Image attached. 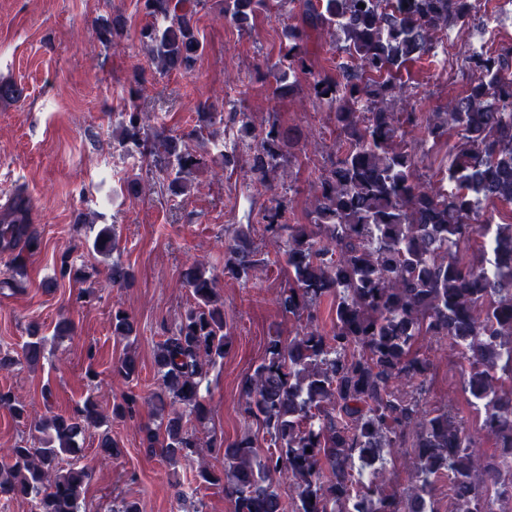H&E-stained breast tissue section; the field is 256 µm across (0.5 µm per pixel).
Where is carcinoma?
<instances>
[{
	"mask_svg": "<svg viewBox=\"0 0 512 512\" xmlns=\"http://www.w3.org/2000/svg\"><path fill=\"white\" fill-rule=\"evenodd\" d=\"M147 22L140 42L152 72L191 73L203 53L199 0H139ZM290 5L300 24L282 32L272 76L282 95L301 89L293 80L309 76L307 92L334 110L341 141L338 154L319 170L308 223H288L279 207L264 214V231L283 244L287 279L278 303L304 329L284 340L269 337L265 356L242 384L240 412L270 436L265 452L250 435L233 441L211 437L224 469L203 466L201 482L224 484L234 512H413L416 501L441 512L438 482L448 481L452 512H495L489 491L512 498V221H494L498 205L512 206V50L494 55L468 52L466 94L427 118L409 102L400 74L411 63H433V34L473 26L475 0H224V17L239 30L258 15ZM124 29L116 15L99 24V40L115 43ZM338 32L350 62L335 70H312V33ZM118 146L161 166L167 191L188 196L193 174L211 163L235 167L239 157L254 181L266 186L286 162L282 146L298 142L291 129L271 121L256 136L244 112L229 113L239 124L244 154L199 153L189 143L218 146L224 113L207 102L197 106L193 127L172 135L152 128L137 108L120 113ZM422 126L437 141L450 132L443 179L424 183L419 160L405 142L407 129ZM21 190L0 216V253L13 259L35 251L40 232ZM486 255L467 259L472 247ZM117 247L114 227L100 229L92 250L108 256ZM261 259L249 233L235 231L223 273L247 280ZM81 274L73 252L63 253L50 284ZM114 286L130 273L114 261ZM194 305L171 325H162L155 364L158 389L146 400L131 393L112 406V416L133 419L143 407L168 410L156 428H146L147 451L174 465L194 456L199 437L191 421L210 412L202 394L208 368L231 346L217 277L201 264L182 272ZM332 303V328L319 326L318 307ZM113 336L136 334L123 309L112 313ZM447 340L468 365L469 404L484 413L482 428L498 452L482 466L475 438L451 408L423 406L430 362L415 350L420 338ZM45 338L29 333L22 358L0 353V371L20 361L37 364ZM114 371L132 379L136 358L127 353ZM86 398L68 414L34 425L40 436L4 451L0 495L33 498L38 512H80L89 473L59 467L78 448L86 429L102 422ZM311 452H306V449ZM411 450L414 483L403 494L386 476L384 449ZM291 481L286 500L279 485Z\"/></svg>",
	"mask_w": 512,
	"mask_h": 512,
	"instance_id": "1",
	"label": "carcinoma"
}]
</instances>
